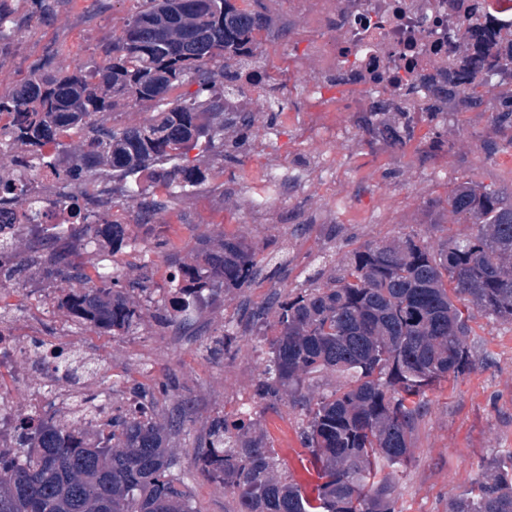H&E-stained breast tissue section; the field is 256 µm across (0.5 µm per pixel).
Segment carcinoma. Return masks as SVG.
Listing matches in <instances>:
<instances>
[{"mask_svg":"<svg viewBox=\"0 0 512 512\" xmlns=\"http://www.w3.org/2000/svg\"><path fill=\"white\" fill-rule=\"evenodd\" d=\"M136 2L102 63L53 68L46 59L0 96L1 148L16 138L41 148L77 136L84 144L80 155L39 151L31 166L94 190L117 177L125 184L115 191L128 196H175L209 181L189 153L232 156L224 127L246 126L251 118L224 111V102L241 93L239 70L255 63L268 18L237 0ZM468 32L473 53L448 81L416 84L401 77L396 92L422 88L456 112H472L484 106L486 88H497L499 107L483 140L493 157L512 148V26ZM15 34L9 0H0V44ZM212 63L224 64L220 89ZM192 85L195 91L174 95ZM141 103L153 108L142 123L109 125L117 109ZM417 122L415 113L399 111L397 101L380 92L360 129L373 141L402 147L414 138ZM435 206L475 232L464 239L448 234L435 248L414 235L365 243L346 253L329 281L274 292L252 312L254 319L267 307L277 312L255 397L271 403L286 393L300 408L316 482L306 486L278 474L279 458L254 435L252 420L219 415L196 466L238 497L240 512H396L400 473L411 462L428 392L473 366L465 345L469 317L461 307L512 323V192L458 185ZM47 248L56 258L49 273L75 285L60 304L114 336L138 331L141 306L130 299L123 277L98 266L88 272L69 243L59 252ZM200 253V262L169 270L161 284L139 283L142 293L176 296L172 321L225 292L251 287L260 271L254 252L234 235L224 236L221 251L202 247ZM32 262L26 257L0 266V283L21 280ZM62 366L83 382L72 409L82 415L93 408L88 380L98 363L74 353ZM326 371L342 382L317 394L312 381ZM16 447L26 453L0 460V512H193L179 460L151 409L113 416L105 440L75 435L44 417ZM485 468L448 502V512H512V461L492 458Z\"/></svg>","mask_w":512,"mask_h":512,"instance_id":"carcinoma-1","label":"carcinoma"}]
</instances>
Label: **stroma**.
<instances>
[{
	"label": "stroma",
	"instance_id": "1",
	"mask_svg": "<svg viewBox=\"0 0 512 512\" xmlns=\"http://www.w3.org/2000/svg\"><path fill=\"white\" fill-rule=\"evenodd\" d=\"M19 31L0 50V95L54 49V66L101 61L104 49L124 28L136 0H47L49 19L31 16L24 0H11ZM269 20L261 36L259 56L275 75L274 90L248 87L238 95V111L251 114L249 131L230 126L227 146L237 147L236 159L201 157L213 179L207 189L172 200L163 215L169 247L154 239L143 242L139 259H128L127 276L141 272L162 276L170 266L194 263L201 242L222 249L225 234L247 242L257 258L265 259L278 245L288 249V263L265 264L263 283L253 289L225 293L215 305L196 313L190 325H163V307L142 305L140 330L131 336H97L74 317L55 319L48 298L62 294L64 282L34 264L22 276L23 289L8 294L20 334H66L80 353L98 360L92 387L114 382L113 413H122L133 387L165 383L169 396L160 400L156 421L167 425L170 412L185 411L181 432L168 446L182 463L181 478L195 512H239L236 496L204 477L195 465V446L205 437L217 414H238L242 401L252 399L263 378L265 361L256 348L260 334L244 307H259L272 290L304 286L306 278H329L351 248L360 244L413 234L436 243L446 233L468 237L473 225L454 223L448 212H435L434 200L446 197L462 182L512 186V149L488 158L481 140L489 131L495 95H487L482 110L441 115V132L448 145L428 156L417 144L394 148L368 144L358 119L372 98L355 85L324 86L311 94L306 76L315 63L320 39L318 18L302 26L289 24L294 0H262ZM278 101V117L259 111L265 96ZM296 171L297 183L266 207H256L253 186L271 170ZM234 324L235 347L212 356L213 340ZM467 339L472 369L432 391L412 440V460L400 479L398 512H446L448 501L469 487L484 461L512 451V324L489 320L473 312ZM256 433L264 435L278 455L283 474L307 480L309 457L299 431L303 417L285 400L253 407Z\"/></svg>",
	"mask_w": 512,
	"mask_h": 512
}]
</instances>
